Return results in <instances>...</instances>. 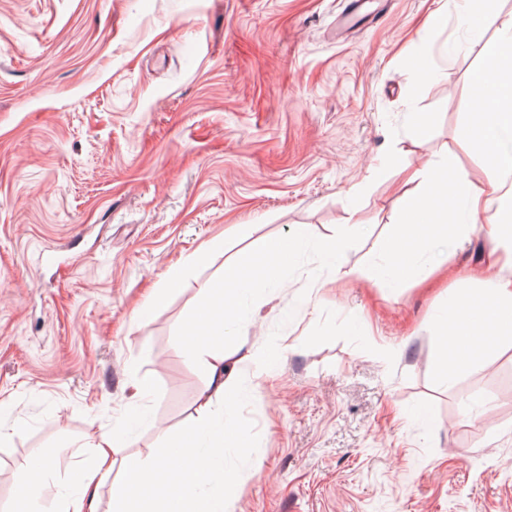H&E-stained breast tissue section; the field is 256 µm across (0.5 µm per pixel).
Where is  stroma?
Here are the masks:
<instances>
[{"label": "stroma", "instance_id": "stroma-1", "mask_svg": "<svg viewBox=\"0 0 512 512\" xmlns=\"http://www.w3.org/2000/svg\"><path fill=\"white\" fill-rule=\"evenodd\" d=\"M0 0V512L36 459L120 429L145 382L159 446L207 383L176 339L244 248L348 237L298 258L224 338L240 364L228 512H512V347L442 381L433 316L497 257L477 231L390 295L371 278L406 191L435 167L483 179L463 139L477 41L512 0ZM444 10L445 27L428 15ZM431 121L420 133L412 118ZM248 224L247 239L226 235ZM223 237L203 257L197 248ZM166 305L134 310L174 267Z\"/></svg>", "mask_w": 512, "mask_h": 512}]
</instances>
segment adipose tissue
Segmentation results:
<instances>
[{"instance_id":"1","label":"adipose tissue","mask_w":512,"mask_h":512,"mask_svg":"<svg viewBox=\"0 0 512 512\" xmlns=\"http://www.w3.org/2000/svg\"><path fill=\"white\" fill-rule=\"evenodd\" d=\"M484 65L472 81L483 96L467 132L488 164V186L467 173L430 171L429 192L408 198L401 218L382 245L384 266L377 279L399 287L416 266L446 268L441 244L484 228L497 242L512 269V77H504V60L512 61V19L502 37L480 45ZM288 264L260 261L250 251L225 263L219 282L204 286L185 331L177 338L186 361L207 376L197 414L177 438L159 448L116 459L120 438H132L146 422L145 413L129 415L123 433L105 432L90 443L93 463L81 470L74 491L55 489L57 459L42 458L28 468L16 489L15 512H99L98 490L109 485L113 512H225L224 447L236 434L235 421L219 405L233 385V353L224 346V326L243 311L248 294L263 295L288 280ZM451 310L437 322L443 345L442 372L453 381L457 371L479 362L504 345H512V277L498 276L478 295L459 291L448 296Z\"/></svg>"}]
</instances>
